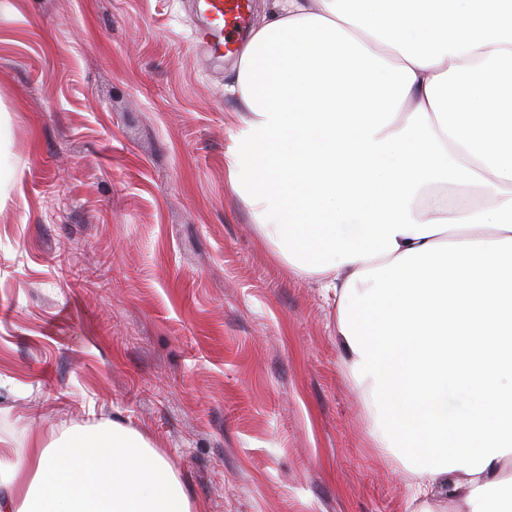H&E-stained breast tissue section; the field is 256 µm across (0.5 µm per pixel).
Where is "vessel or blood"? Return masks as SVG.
Returning a JSON list of instances; mask_svg holds the SVG:
<instances>
[{"label": "vessel or blood", "mask_w": 512, "mask_h": 512, "mask_svg": "<svg viewBox=\"0 0 512 512\" xmlns=\"http://www.w3.org/2000/svg\"><path fill=\"white\" fill-rule=\"evenodd\" d=\"M203 11L211 19L200 39L203 50L214 56H233L235 37L247 26L248 0H203Z\"/></svg>", "instance_id": "b4317fda"}]
</instances>
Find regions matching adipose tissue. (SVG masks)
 <instances>
[{"instance_id": "adipose-tissue-1", "label": "adipose tissue", "mask_w": 512, "mask_h": 512, "mask_svg": "<svg viewBox=\"0 0 512 512\" xmlns=\"http://www.w3.org/2000/svg\"><path fill=\"white\" fill-rule=\"evenodd\" d=\"M512 0H267L228 87L231 188L336 301L409 512H512ZM477 186L485 204L448 196ZM467 390L472 406L448 408ZM464 475L462 483L450 474ZM0 512H201L120 423L15 448Z\"/></svg>"}]
</instances>
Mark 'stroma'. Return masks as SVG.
I'll return each mask as SVG.
<instances>
[{"label": "stroma", "mask_w": 512, "mask_h": 512, "mask_svg": "<svg viewBox=\"0 0 512 512\" xmlns=\"http://www.w3.org/2000/svg\"><path fill=\"white\" fill-rule=\"evenodd\" d=\"M197 0H0V438L117 421L205 512H406L319 283L229 185Z\"/></svg>", "instance_id": "35a3bbf8"}]
</instances>
